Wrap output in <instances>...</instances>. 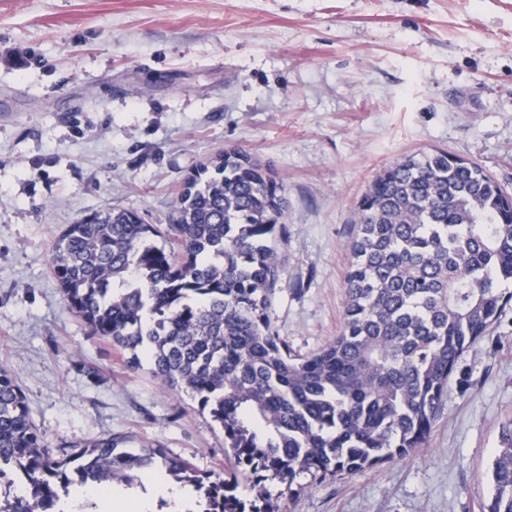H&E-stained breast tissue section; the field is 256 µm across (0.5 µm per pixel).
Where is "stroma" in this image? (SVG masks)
Masks as SVG:
<instances>
[{
	"instance_id": "stroma-1",
	"label": "stroma",
	"mask_w": 512,
	"mask_h": 512,
	"mask_svg": "<svg viewBox=\"0 0 512 512\" xmlns=\"http://www.w3.org/2000/svg\"><path fill=\"white\" fill-rule=\"evenodd\" d=\"M238 147L288 196L268 310L316 352L343 317L357 202L444 149L512 193V0H0V365L51 456L107 435L214 474L224 433L89 336L51 246L105 206L166 227L184 179ZM512 422V306L458 360L428 443L339 480H267L285 512H484Z\"/></svg>"
}]
</instances>
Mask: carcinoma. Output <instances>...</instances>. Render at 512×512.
Returning <instances> with one entry per match:
<instances>
[{"label":"carcinoma","mask_w":512,"mask_h":512,"mask_svg":"<svg viewBox=\"0 0 512 512\" xmlns=\"http://www.w3.org/2000/svg\"><path fill=\"white\" fill-rule=\"evenodd\" d=\"M287 209L271 170L230 148L185 178L166 230L105 206L56 237L52 275L88 334L208 411L233 469L203 472L159 445L128 448L123 435L54 458L0 365V472L24 473L36 512H60L85 472L107 491L154 470L203 499V512H279L246 505L240 483L260 498L268 476L337 479L426 443L459 358L512 304V201L480 165H453L445 150L385 166L354 213L341 326L308 355L267 316ZM485 512H512V423Z\"/></svg>","instance_id":"1"}]
</instances>
